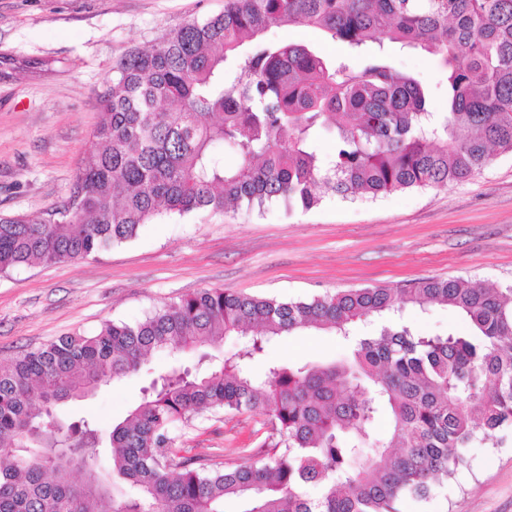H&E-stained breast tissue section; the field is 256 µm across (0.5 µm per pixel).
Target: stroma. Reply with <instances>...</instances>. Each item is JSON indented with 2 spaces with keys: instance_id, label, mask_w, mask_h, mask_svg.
Returning a JSON list of instances; mask_svg holds the SVG:
<instances>
[{
  "instance_id": "stroma-1",
  "label": "stroma",
  "mask_w": 512,
  "mask_h": 512,
  "mask_svg": "<svg viewBox=\"0 0 512 512\" xmlns=\"http://www.w3.org/2000/svg\"><path fill=\"white\" fill-rule=\"evenodd\" d=\"M223 10L224 0H0V56L54 61L47 70L28 67L0 78V215L61 209L93 145L98 95L113 62ZM267 37L314 46L329 58L347 52L305 28L283 26ZM386 53L397 70L429 89L433 110H446L444 61L395 46ZM422 277L512 285L511 153L466 181L374 200L329 191L308 211L272 203L248 213L165 216L95 256L0 273V362L61 336L92 334L109 321L139 322L206 288L303 301ZM347 353L336 337L315 333L282 337L269 349L270 358L296 365ZM197 361L194 353L152 352L140 372L63 412L109 428L139 401L150 373ZM270 432L257 413L205 411L173 434L181 456L230 463L239 450L260 452ZM505 434L498 448L473 443L447 488L427 502L407 501L405 512H512V429Z\"/></svg>"
}]
</instances>
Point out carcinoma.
Wrapping results in <instances>:
<instances>
[{"instance_id": "obj_1", "label": "carcinoma", "mask_w": 512, "mask_h": 512, "mask_svg": "<svg viewBox=\"0 0 512 512\" xmlns=\"http://www.w3.org/2000/svg\"><path fill=\"white\" fill-rule=\"evenodd\" d=\"M282 25L325 32L363 63L266 38ZM370 43L441 58L448 111ZM99 106L67 206L0 215L1 273L94 256L163 213L279 201L306 211L326 190L353 200L470 179L512 153V0H224L223 13L115 61ZM324 131L330 158L316 145ZM432 305L468 332L421 334L407 313ZM305 331L335 335L350 355L253 371L272 341ZM226 336L238 339L231 356L205 353L143 389L112 425L106 472L93 423L57 414L151 352ZM204 410L266 416L264 452L231 465L178 455L171 428ZM509 426L512 285L425 277L307 301L204 289L0 364V512H224L228 498L243 512H399L404 497L429 500L455 477L474 441L503 445ZM123 484L134 493L120 494Z\"/></svg>"}]
</instances>
